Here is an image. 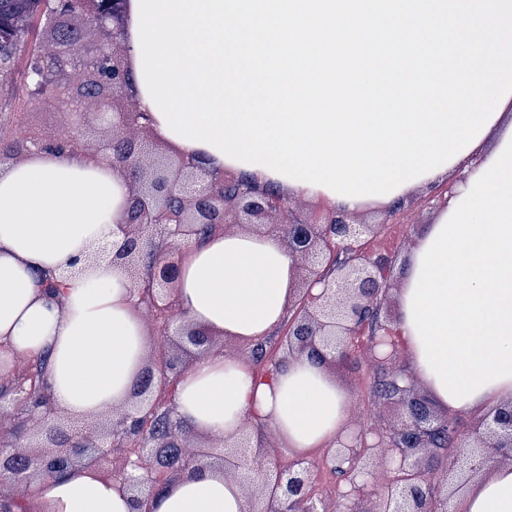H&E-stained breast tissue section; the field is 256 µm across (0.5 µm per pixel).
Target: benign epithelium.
Masks as SVG:
<instances>
[{
  "instance_id": "7a95c632",
  "label": "benign epithelium",
  "mask_w": 512,
  "mask_h": 512,
  "mask_svg": "<svg viewBox=\"0 0 512 512\" xmlns=\"http://www.w3.org/2000/svg\"><path fill=\"white\" fill-rule=\"evenodd\" d=\"M125 2L113 5V14L95 10L90 16L92 39L72 48L73 56L94 59L100 44L112 38V45L125 39L123 15ZM80 81L72 79L64 91L52 81H39V90L55 97L76 101L73 112L94 115L111 129L110 135L88 149L73 135L59 138L71 147L68 156L97 157L109 161L112 168L128 180L124 241L113 252L114 262L127 270L138 284V298L155 314L175 310L171 298L178 276L177 252L182 240L196 232L198 224L226 227L238 224L255 230L267 225L273 215L284 221L277 225L288 252L299 261L298 299L285 335L286 353L319 356L324 363L335 365L346 357L353 336L375 319L383 326L393 324L383 306L394 275L398 253H370L367 238L375 233L374 225L360 223L352 217L326 206L315 214L298 212L288 205V198L274 194L257 183L234 173L216 174L194 156L168 158L151 152L142 134L150 131L146 113L139 103L112 113L103 111L100 102L81 95ZM121 140L126 152L114 150ZM23 147L0 159L6 163L25 157L32 151L45 150L55 144L36 136H22ZM153 254L146 267L143 255ZM322 284L314 296L312 288ZM173 335L181 341L163 347L142 372L134 397L137 401L124 413L102 426L100 439L89 436L77 439L49 421L54 405L43 385L26 384L21 378L0 387V400L9 399L16 411L27 412L40 428L21 452L14 442L0 436V498L3 488L23 489L39 474L53 476L73 466L98 469L102 459L112 452V434L121 433L137 439L136 458L125 460L123 482L133 494L138 512H150L149 502L166 485L192 466L204 464L207 452L190 454L179 441L177 424L158 433L143 428L156 409L154 393L172 384L184 373L179 353L193 346L198 354L208 353L214 344L208 334L185 327L175 321ZM366 358L383 371L390 390L383 395L386 405L397 416L385 429H356L337 439L338 450L331 463L347 464V488L338 492L342 500L363 495L373 470L389 474L383 493L373 512H447L448 499L461 491L484 468L512 458V402L498 405L476 420L467 431L469 450L452 449L444 482L426 491L423 483L431 477L437 455L436 437L448 431L451 419L435 409L428 395L418 391L397 363L399 350L387 340H375L364 348ZM264 441L252 446L251 436L243 432L231 444L224 445V472L247 474L248 483L256 488L249 512H334L318 507L310 490V467L307 459L296 457L283 464L270 462Z\"/></svg>"
}]
</instances>
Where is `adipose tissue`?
Segmentation results:
<instances>
[{
    "label": "adipose tissue",
    "instance_id": "1",
    "mask_svg": "<svg viewBox=\"0 0 512 512\" xmlns=\"http://www.w3.org/2000/svg\"><path fill=\"white\" fill-rule=\"evenodd\" d=\"M453 177L455 195L408 252L395 341L438 409L481 415L512 401V98L434 179ZM127 196L126 179L101 159L45 150L0 166V376L16 357H47L52 402L75 419L124 410L150 352L137 290L112 261ZM297 279L278 235L221 230L183 242L174 296L190 327L257 343L282 323ZM175 396V416L193 434L220 443L258 422L291 457L328 446L348 422V392L305 356L268 375L242 357L201 356ZM20 507L134 510L120 483L83 467L35 477ZM150 510L248 512L247 484L206 465L170 483ZM448 512H512V461L478 474Z\"/></svg>",
    "mask_w": 512,
    "mask_h": 512
}]
</instances>
